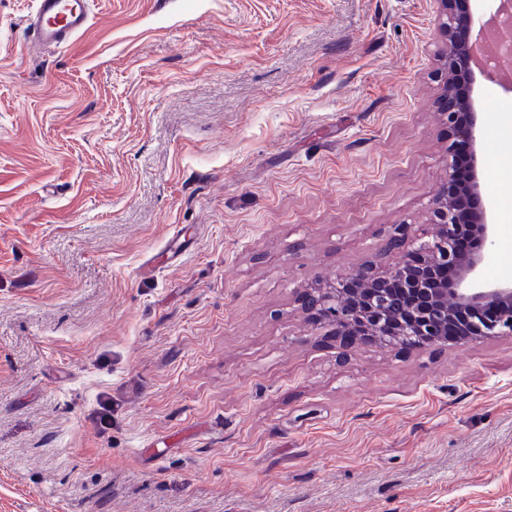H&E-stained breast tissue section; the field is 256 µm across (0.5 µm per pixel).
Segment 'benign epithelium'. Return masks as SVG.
Returning <instances> with one entry per match:
<instances>
[{
    "instance_id": "7a95c632",
    "label": "benign epithelium",
    "mask_w": 512,
    "mask_h": 512,
    "mask_svg": "<svg viewBox=\"0 0 512 512\" xmlns=\"http://www.w3.org/2000/svg\"><path fill=\"white\" fill-rule=\"evenodd\" d=\"M441 32L448 37L447 87L444 115L448 124L446 176L434 194L428 209V224L434 231L409 235L403 231L390 238L389 246L404 250V258L386 268L367 262L347 275L317 284L303 296L304 308L312 318L327 328V333L346 344L366 336L381 348L402 344L412 338L430 346H448V327L460 308L468 309L467 326L453 342L475 343L512 337V281L487 283L481 267L485 251L494 245L498 225L487 210L472 213L471 230L476 247L467 254L458 251L455 241L462 229L458 224L456 189L461 187L471 198L482 194L478 172L479 112L474 96L472 71L458 77L462 60L475 63L474 48L479 41L471 38L474 16L472 0H440ZM464 141L471 156L466 181L456 163L459 141ZM446 267L453 280L435 285L427 277L429 268ZM360 285L353 295L347 282Z\"/></svg>"
}]
</instances>
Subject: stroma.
Instances as JSON below:
<instances>
[{
  "mask_svg": "<svg viewBox=\"0 0 512 512\" xmlns=\"http://www.w3.org/2000/svg\"><path fill=\"white\" fill-rule=\"evenodd\" d=\"M0 0V512H512V339L342 349L312 282L445 176L438 0ZM512 280V83L478 79ZM90 22L87 0H37L31 23L34 43L58 46L83 33Z\"/></svg>",
  "mask_w": 512,
  "mask_h": 512,
  "instance_id": "1",
  "label": "stroma"
}]
</instances>
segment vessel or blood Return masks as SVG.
I'll use <instances>...</instances> for the list:
<instances>
[{
  "instance_id": "1",
  "label": "vessel or blood",
  "mask_w": 512,
  "mask_h": 512,
  "mask_svg": "<svg viewBox=\"0 0 512 512\" xmlns=\"http://www.w3.org/2000/svg\"><path fill=\"white\" fill-rule=\"evenodd\" d=\"M90 22L87 0H36L34 42L58 46L83 33Z\"/></svg>"
}]
</instances>
